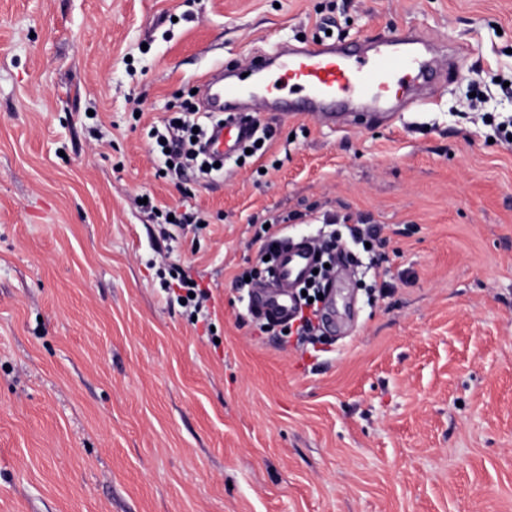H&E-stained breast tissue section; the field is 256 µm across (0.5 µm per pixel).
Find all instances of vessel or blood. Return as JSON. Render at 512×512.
<instances>
[{"label": "vessel or blood", "mask_w": 512, "mask_h": 512, "mask_svg": "<svg viewBox=\"0 0 512 512\" xmlns=\"http://www.w3.org/2000/svg\"><path fill=\"white\" fill-rule=\"evenodd\" d=\"M468 52L405 28L351 46L323 40L256 51L246 66L220 65L202 78L204 107L217 118L207 150L219 160L232 155L250 136L253 117L268 112L284 119L309 114L330 124L340 113L391 120L395 113L431 104L425 85L438 83L449 59H464ZM313 264L308 238L289 242L276 259L271 283L253 289V313L276 320L291 316L295 290Z\"/></svg>", "instance_id": "1"}]
</instances>
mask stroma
Instances as JSON below:
<instances>
[{"label": "stroma", "mask_w": 512, "mask_h": 512, "mask_svg": "<svg viewBox=\"0 0 512 512\" xmlns=\"http://www.w3.org/2000/svg\"><path fill=\"white\" fill-rule=\"evenodd\" d=\"M402 27L470 48L434 105L266 114L223 177L161 173L215 66ZM511 119L512 0H0V512H512ZM144 194L207 227L161 237ZM287 216L381 228L312 348L235 285ZM172 279L178 280L177 287L179 290H184V294L176 296L179 305L185 309V313L192 321V317L196 316V321L201 317L208 316V307L206 303L211 298L208 288L202 287L194 278L187 273H178L177 276H172ZM195 294L194 298L189 296V293ZM186 300V304H183Z\"/></svg>", "instance_id": "1"}]
</instances>
